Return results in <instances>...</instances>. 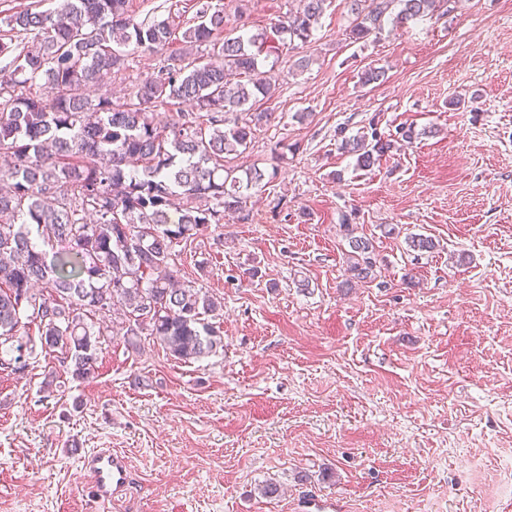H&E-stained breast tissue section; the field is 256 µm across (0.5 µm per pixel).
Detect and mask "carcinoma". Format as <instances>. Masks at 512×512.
<instances>
[{
  "instance_id": "obj_1",
  "label": "carcinoma",
  "mask_w": 512,
  "mask_h": 512,
  "mask_svg": "<svg viewBox=\"0 0 512 512\" xmlns=\"http://www.w3.org/2000/svg\"><path fill=\"white\" fill-rule=\"evenodd\" d=\"M327 0H303L272 26L281 45L310 41ZM439 0H343L349 40L433 13ZM128 0H58L55 8L0 16V367L25 372L16 351H60L72 377H95L109 326L97 315L123 312L126 349L145 342L184 363L223 347L213 322L221 302L174 275L177 247L224 214L245 211L264 173L239 177L224 156L245 153L253 126L271 113L260 70L271 36L224 32L222 0H200L185 49L139 82L129 99L89 90L127 68L136 51L163 54L177 27L169 18L137 19ZM36 41L30 47L27 40ZM207 56L190 57V49ZM191 107L155 121L159 106ZM340 127V148L368 171L411 125L385 132L372 120L355 135ZM347 271L377 278L373 241L340 224Z\"/></svg>"
}]
</instances>
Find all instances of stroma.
I'll return each mask as SVG.
<instances>
[{"instance_id":"35a3bbf8","label":"stroma","mask_w":512,"mask_h":512,"mask_svg":"<svg viewBox=\"0 0 512 512\" xmlns=\"http://www.w3.org/2000/svg\"><path fill=\"white\" fill-rule=\"evenodd\" d=\"M195 2L129 7L185 28ZM297 6L224 0L226 26ZM348 24L332 0L309 43L278 49L273 118L225 161L264 186L248 219L205 225L176 262L221 302L223 348L183 363L118 333L86 382L41 352L24 377L0 370V512H98L80 490L98 448L132 476L111 512H294L310 495L341 512H512V0H448L374 41ZM162 61L133 54L98 91L127 96ZM371 66L386 78L362 85ZM372 118L420 136L362 171L336 130ZM345 217L373 241V282L347 280Z\"/></svg>"}]
</instances>
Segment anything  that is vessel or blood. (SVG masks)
Listing matches in <instances>:
<instances>
[{
    "label": "vessel or blood",
    "instance_id": "1",
    "mask_svg": "<svg viewBox=\"0 0 512 512\" xmlns=\"http://www.w3.org/2000/svg\"><path fill=\"white\" fill-rule=\"evenodd\" d=\"M82 469L97 504L109 505L125 495L130 471L121 454L109 448L98 449L84 456Z\"/></svg>",
    "mask_w": 512,
    "mask_h": 512
}]
</instances>
